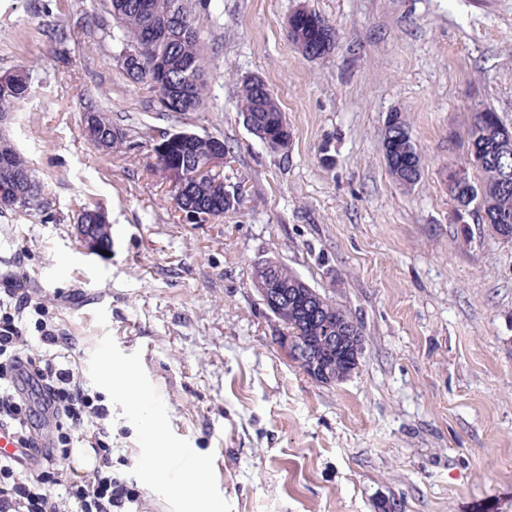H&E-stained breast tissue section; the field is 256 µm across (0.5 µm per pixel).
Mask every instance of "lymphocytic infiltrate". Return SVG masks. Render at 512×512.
<instances>
[{"label":"lymphocytic infiltrate","instance_id":"f902f5d3","mask_svg":"<svg viewBox=\"0 0 512 512\" xmlns=\"http://www.w3.org/2000/svg\"><path fill=\"white\" fill-rule=\"evenodd\" d=\"M29 308L39 317L35 338L23 323ZM46 313L14 280L0 281V429L36 464L30 472L25 461L0 458V512H116L140 492L113 475L109 411L71 364L57 362L52 350L68 338ZM78 443L93 450L95 465L77 479L68 470Z\"/></svg>","mask_w":512,"mask_h":512}]
</instances>
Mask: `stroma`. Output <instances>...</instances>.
I'll return each mask as SVG.
<instances>
[{
	"label": "stroma",
	"mask_w": 512,
	"mask_h": 512,
	"mask_svg": "<svg viewBox=\"0 0 512 512\" xmlns=\"http://www.w3.org/2000/svg\"><path fill=\"white\" fill-rule=\"evenodd\" d=\"M206 66L201 106L161 111L117 61L106 0H0V76L30 92L5 131L43 185L42 204L0 212V278L21 280L70 338L64 350L108 408L112 470L133 469L136 420L103 380L128 364L159 402L165 445L195 448L224 512H512V241L459 213L448 168L475 104L512 127V0H184ZM336 49L309 60L288 36L299 7ZM263 78L291 130L272 152L240 118ZM126 143L99 150L88 107ZM404 112L424 157L406 188L382 148ZM224 139L236 210L204 222L175 208L154 148L166 132ZM104 210L112 252L74 233ZM282 263L363 329L342 383L279 353L280 325L253 285Z\"/></svg>",
	"instance_id": "obj_1"
}]
</instances>
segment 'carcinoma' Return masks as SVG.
I'll return each instance as SVG.
<instances>
[{
  "instance_id": "1",
  "label": "carcinoma",
  "mask_w": 512,
  "mask_h": 512,
  "mask_svg": "<svg viewBox=\"0 0 512 512\" xmlns=\"http://www.w3.org/2000/svg\"><path fill=\"white\" fill-rule=\"evenodd\" d=\"M112 19L119 24L127 49H134L141 33L152 30L160 41L155 52L131 60L123 65L129 78L136 83L149 84L163 112H193L203 102L207 87L204 59L200 52L199 32L194 17L186 10L183 0H109ZM312 23L304 26L293 44L302 46L301 54L309 60L319 59L336 46V29L325 19L311 13ZM266 82L259 76L251 83H242L240 115L248 118L252 134L260 141L273 142L280 137L290 139L288 123L274 95L262 89ZM29 73L18 70L0 77V110L15 112L23 106L29 94ZM502 120L493 108L477 104L473 120L466 132V153L481 174L479 182L462 188L448 182V191L461 206L476 204L500 237L512 240V181L504 182V174L512 173V148L501 146L495 124ZM85 135L101 150L110 152L122 140V134L112 127V121L101 110L89 108L84 113ZM382 141L388 142L384 153L391 175L404 187L414 185L421 173L412 166H405L402 158L414 159L418 150L405 113H388ZM221 149L230 154L223 139L215 136L194 135L170 142L163 154H156L157 164L186 162L198 170L209 163L212 151ZM0 185L8 186L19 195L18 206L37 208L41 204L43 185L34 170L9 140L0 138ZM186 198L205 217H218L234 209L239 197L226 198L215 187V180L192 178ZM275 267L282 282L296 283V277L286 266L271 261L258 260L253 265V277L265 276L266 267ZM298 300L297 311L288 313V321L311 336L321 351L326 348L319 342L324 335L321 321L307 315Z\"/></svg>"
}]
</instances>
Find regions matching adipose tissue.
Here are the masks:
<instances>
[{"instance_id":"ef3b65f1","label":"adipose tissue","mask_w":512,"mask_h":512,"mask_svg":"<svg viewBox=\"0 0 512 512\" xmlns=\"http://www.w3.org/2000/svg\"><path fill=\"white\" fill-rule=\"evenodd\" d=\"M134 375L131 367L106 368L104 376L113 387L120 389L127 401L129 411L139 422L141 435L150 451L137 461L139 474L147 489L166 487L171 497L178 503L179 512H222L219 503L209 501L203 483L202 467L191 469L181 480L169 477V463L176 458H196L192 448H168L161 444L158 417L161 409L148 395L131 389Z\"/></svg>"}]
</instances>
